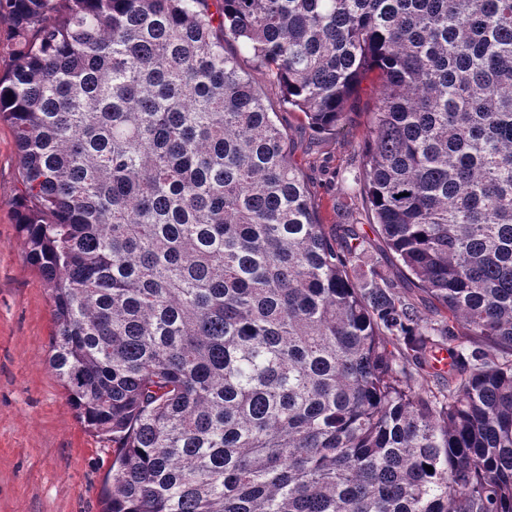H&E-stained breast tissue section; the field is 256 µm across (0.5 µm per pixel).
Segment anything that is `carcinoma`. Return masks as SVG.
<instances>
[{"mask_svg": "<svg viewBox=\"0 0 512 512\" xmlns=\"http://www.w3.org/2000/svg\"><path fill=\"white\" fill-rule=\"evenodd\" d=\"M1 13L16 224L50 370L112 442L102 512H512V0ZM229 41L319 134L378 83L355 181L434 317L324 223Z\"/></svg>", "mask_w": 512, "mask_h": 512, "instance_id": "1", "label": "carcinoma"}]
</instances>
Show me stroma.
<instances>
[{"label":"stroma","mask_w":512,"mask_h":512,"mask_svg":"<svg viewBox=\"0 0 512 512\" xmlns=\"http://www.w3.org/2000/svg\"><path fill=\"white\" fill-rule=\"evenodd\" d=\"M237 55L295 146L328 224H353L370 243L380 274L401 283V266L375 233L349 172L356 170L378 90L363 88L347 103L349 120L335 134L315 133L283 106L281 91L239 45ZM21 158L11 127L0 124V512H101L113 450L81 422L49 370L55 324L38 270L24 258L15 225Z\"/></svg>","instance_id":"1"}]
</instances>
